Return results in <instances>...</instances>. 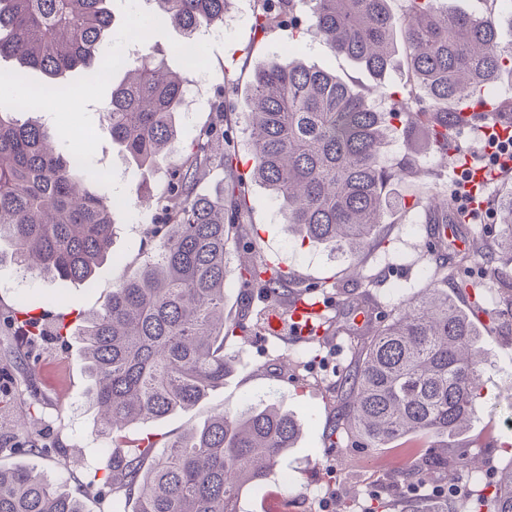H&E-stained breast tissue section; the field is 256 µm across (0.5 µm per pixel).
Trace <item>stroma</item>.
Returning a JSON list of instances; mask_svg holds the SVG:
<instances>
[{
  "label": "stroma",
  "instance_id": "35a3bbf8",
  "mask_svg": "<svg viewBox=\"0 0 512 512\" xmlns=\"http://www.w3.org/2000/svg\"><path fill=\"white\" fill-rule=\"evenodd\" d=\"M256 6V0H234L223 28L197 31L194 45L202 59L189 72L191 85L177 123L179 141L186 147L213 121L217 106L235 105L230 118L238 124L236 166L241 171L253 166L248 133L240 126L244 89L254 68L273 56L284 55L286 46L298 45V56L306 64L336 73L355 88L376 84L375 78L351 59L327 49L310 28L306 7H298L293 17L263 34L251 27ZM444 6L468 15L494 14L500 27V45L512 44V0H444ZM110 7L114 22L107 50L117 61V68L111 78L102 81L73 72L72 83L85 95L67 101L47 126L78 136L80 148L90 151L91 170L102 174L106 191L127 200V207L114 216L118 229L112 239V256L85 284L36 276L23 283L22 295L0 290V307L35 304L46 312L45 334L34 349L35 385L42 403V416L34 432L37 438L58 442L71 457L73 466L63 475V487L83 500L85 512H102L83 476L106 464L109 440L104 436L93 442L88 439L95 425V410L88 398L90 381L78 343L59 340L56 326L63 319L75 321L78 311L101 308L113 283L137 272L147 248V226L140 218L156 212L166 181L164 171L159 170L147 184H140L132 164L113 144L101 112L113 86L121 82L124 67L147 51L157 50L171 71H183L185 65L178 51L185 42L183 32L157 22L150 0H112ZM481 125V120L474 119L463 129L450 131L454 153L445 159L424 150L408 154L402 139L389 138L387 157L415 165L417 173L391 183L389 215L377 227L355 279L340 254L297 236L269 190L252 184L248 209L235 225L228 245L224 280V312L241 323L224 341L232 371L222 386L196 406L160 420L130 425L125 438L135 442L149 435L161 445L190 427L203 426L215 414L274 403L299 424L301 434L266 482L243 492L241 512H399L404 490L394 476L404 469L421 467L430 439L374 449L355 445L344 435L333 438L341 404L337 381L342 370L352 365L361 337L325 336L308 342L272 333L263 318L274 309L286 311L288 299L246 287L240 267L252 261L278 263L291 273L297 287H312L329 316L335 315L351 289L369 294L387 312L419 296L432 285L439 266L431 249V227L425 222L424 206L431 198H446L450 213L458 212L455 191L465 179V156H472L477 167L490 162L489 156L479 151ZM508 191H512L509 173L479 190L484 208L455 227L457 238L467 243L464 258L447 269L449 282L471 283L469 289L454 292L457 304L468 312L478 305L483 308L477 318L484 359L481 397L469 428L448 441L449 453L463 448L468 455L478 457L480 478L471 480L466 467L458 466L420 494L430 505L452 501L455 512H472L478 501L490 503L497 473L512 467V318L500 313L499 284L488 263L503 227L486 221L488 206ZM452 484L462 492L449 499L444 490Z\"/></svg>",
  "mask_w": 512,
  "mask_h": 512
}]
</instances>
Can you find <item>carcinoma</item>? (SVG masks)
Listing matches in <instances>:
<instances>
[{
  "label": "carcinoma",
  "mask_w": 512,
  "mask_h": 512,
  "mask_svg": "<svg viewBox=\"0 0 512 512\" xmlns=\"http://www.w3.org/2000/svg\"><path fill=\"white\" fill-rule=\"evenodd\" d=\"M110 2L0 0V59L18 62L9 75L21 82L26 70H39L46 80L37 95L60 97L73 90L72 71H111ZM153 2L191 43L200 27L224 24L229 0ZM258 2L252 26L260 32L275 27L294 4ZM305 2L311 27L327 48L378 80L403 49L422 94L383 112L336 74L298 59L275 56L255 70L243 112L254 160L250 178H235L224 194L193 191L213 161L225 165L236 156L233 128L217 119L191 143L186 160L170 167L159 198L163 223L149 235L139 273L118 280L101 309L81 312L78 327L65 334L58 327L57 336H75L82 345L102 435L112 438L131 424L190 408L224 384V339L236 328L224 316V256L249 180L271 191L302 237L356 263L383 223L387 184L414 173L385 158L387 138L398 134L412 149L416 132L424 130L430 149L448 154V131L468 118L446 103H462L505 69L512 74V47L499 46L491 15L451 14L441 0H408L400 17L387 0ZM189 84V73H172L146 53L132 76L112 89L102 119L142 182L182 152L175 116ZM50 139L39 121L0 111V240L11 242L15 265L44 278L87 283L111 254L113 214L122 203L90 189L102 179L75 163L74 151L63 145L66 135H58L55 147ZM426 208L431 223H448V203L430 201ZM495 215L505 234L489 256L491 270L512 293V195L496 203ZM245 282L271 296L292 284L286 272L266 262L246 268ZM36 310L0 309V329L31 341L44 317ZM357 313L369 336L342 378L344 403L334 432L352 430L368 448H387L409 435L461 433L482 376L472 317L436 284L389 313L375 312L365 295L352 294L336 316L314 324L325 336L352 335L360 331L351 319ZM298 436L296 422L272 405L225 412L168 441L155 456L150 438L132 448L113 443L112 468L90 491L107 512H119L122 494L136 498V512H240L244 489L261 485ZM2 442L0 454L56 463L63 456L38 444L23 419ZM458 461L431 451L421 471L399 480L415 488ZM491 506L492 512H512V467L500 473ZM0 512L84 510L31 465L0 469Z\"/></svg>",
  "instance_id": "1"
}]
</instances>
